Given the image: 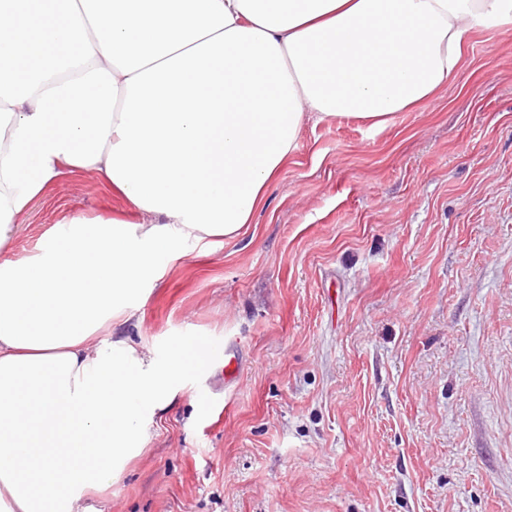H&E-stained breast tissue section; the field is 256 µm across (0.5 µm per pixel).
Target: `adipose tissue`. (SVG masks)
<instances>
[{
    "mask_svg": "<svg viewBox=\"0 0 512 512\" xmlns=\"http://www.w3.org/2000/svg\"><path fill=\"white\" fill-rule=\"evenodd\" d=\"M509 24L512 0H0V248L66 169L145 218L0 267V512H88L147 448L209 353L155 356L133 300L187 241L241 235L306 118L382 127Z\"/></svg>",
    "mask_w": 512,
    "mask_h": 512,
    "instance_id": "1",
    "label": "adipose tissue"
}]
</instances>
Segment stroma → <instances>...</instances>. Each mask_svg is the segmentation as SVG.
Here are the masks:
<instances>
[{
  "label": "stroma",
  "instance_id": "35a3bbf8",
  "mask_svg": "<svg viewBox=\"0 0 512 512\" xmlns=\"http://www.w3.org/2000/svg\"><path fill=\"white\" fill-rule=\"evenodd\" d=\"M66 218L140 223L63 171L0 265ZM134 339L237 349L185 374L112 512H512V32L380 129L309 121L238 238L184 245Z\"/></svg>",
  "mask_w": 512,
  "mask_h": 512
}]
</instances>
